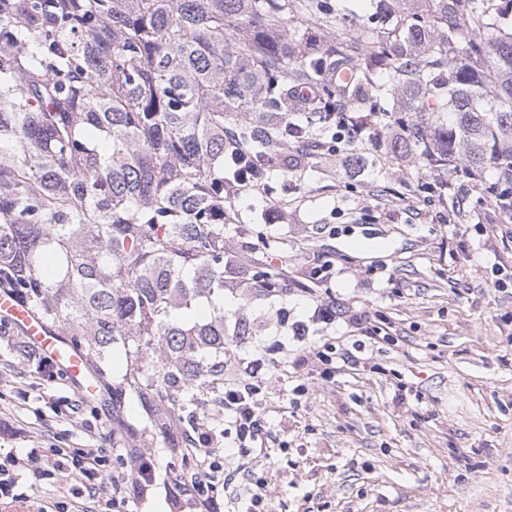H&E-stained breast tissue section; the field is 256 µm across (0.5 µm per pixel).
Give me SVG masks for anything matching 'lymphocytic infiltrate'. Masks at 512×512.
<instances>
[{"instance_id": "1", "label": "lymphocytic infiltrate", "mask_w": 512, "mask_h": 512, "mask_svg": "<svg viewBox=\"0 0 512 512\" xmlns=\"http://www.w3.org/2000/svg\"><path fill=\"white\" fill-rule=\"evenodd\" d=\"M350 317L361 326L363 340L379 343L383 329L371 323L366 314L347 315L334 298L317 296L313 299L311 320L326 324ZM278 377L260 360L247 362L241 377L224 385V416L235 430L232 458H225L217 438L207 421H199L193 429L190 452L195 468L189 479L173 485L177 506L191 505L194 512H221V505L213 496L215 486L230 488L242 483L249 497L241 505V512H272L274 497L267 474L258 473L255 464L270 460L272 449L281 445L280 435L272 430L259 410L256 395L264 388H272ZM111 451L97 444L89 448H45L32 443L22 455L0 456V499L26 500L22 488V472L29 464L43 465L48 474L65 473L76 486L93 484L98 490L97 512H115L124 486L109 470Z\"/></svg>"}]
</instances>
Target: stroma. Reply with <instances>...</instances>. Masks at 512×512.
Returning <instances> with one entry per match:
<instances>
[{
    "instance_id": "1",
    "label": "stroma",
    "mask_w": 512,
    "mask_h": 512,
    "mask_svg": "<svg viewBox=\"0 0 512 512\" xmlns=\"http://www.w3.org/2000/svg\"><path fill=\"white\" fill-rule=\"evenodd\" d=\"M354 150L364 170L327 154L283 170L287 216L257 194L236 202L253 236L275 240L269 260L289 282L332 258L326 286L337 303L387 322L390 333L363 352L377 372L312 378L304 367L292 372L293 361L313 345L352 344L354 327L309 321L311 297L300 291L284 302L225 293L254 332L237 358L286 372L259 396L288 441L276 453L273 512H512V219L492 200L473 206L470 182L453 168L391 156L367 139ZM432 184L451 185L465 216H453ZM283 304L308 320L306 336L278 326ZM42 357L14 327L0 332V454L32 440L111 443L105 391L79 399V422L51 418L35 372ZM303 380L309 392L294 414L286 396ZM400 385L410 390L403 400ZM171 461L159 453L152 490L129 484V512H170Z\"/></svg>"
}]
</instances>
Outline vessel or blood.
<instances>
[{"label": "vessel or blood", "instance_id": "vessel-or-blood-1", "mask_svg": "<svg viewBox=\"0 0 512 512\" xmlns=\"http://www.w3.org/2000/svg\"><path fill=\"white\" fill-rule=\"evenodd\" d=\"M0 318L10 321L24 336L33 339L55 361L69 381L78 383L83 370L81 354L63 337L50 331L26 305L0 294Z\"/></svg>", "mask_w": 512, "mask_h": 512}]
</instances>
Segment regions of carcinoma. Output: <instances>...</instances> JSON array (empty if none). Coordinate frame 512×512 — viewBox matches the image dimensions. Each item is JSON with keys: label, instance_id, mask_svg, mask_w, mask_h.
I'll return each mask as SVG.
<instances>
[{"label": "carcinoma", "instance_id": "carcinoma-1", "mask_svg": "<svg viewBox=\"0 0 512 512\" xmlns=\"http://www.w3.org/2000/svg\"><path fill=\"white\" fill-rule=\"evenodd\" d=\"M0 0V293L84 357L112 398L115 461L194 466V416L224 406V288H283L235 223L250 172L356 138L464 174L512 211V0ZM235 242V248L225 242ZM125 356L109 376V354ZM136 399L144 422L124 418Z\"/></svg>", "mask_w": 512, "mask_h": 512}]
</instances>
